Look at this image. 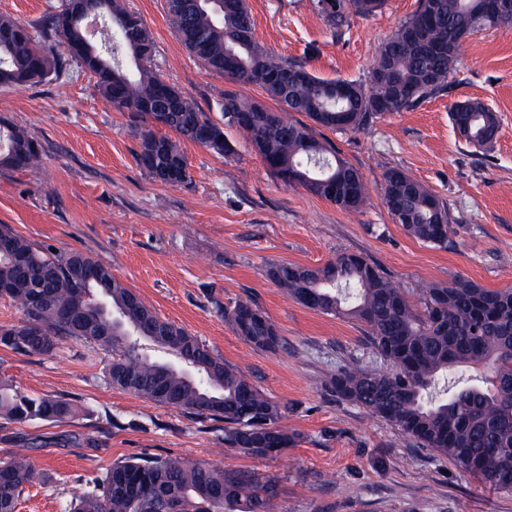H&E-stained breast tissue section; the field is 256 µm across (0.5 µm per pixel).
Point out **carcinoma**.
I'll return each mask as SVG.
<instances>
[{
	"mask_svg": "<svg viewBox=\"0 0 512 512\" xmlns=\"http://www.w3.org/2000/svg\"><path fill=\"white\" fill-rule=\"evenodd\" d=\"M384 0H317L331 29L367 17ZM169 21L189 53L208 70L260 86L278 104L224 94V120H213L152 65L153 38L142 18L119 0H93L107 22L110 51H100L85 19L66 5L37 27L0 15V87L39 85L80 63L96 78L99 94L140 118V168L155 183L191 182L181 143L217 155L236 149L224 127L236 128L266 167L286 186L301 185L347 211L361 209L369 189L361 173L311 126L358 131L394 112L412 109L448 87L461 36L496 28L488 0H418L381 45L363 82L322 79L304 65L277 58L254 36L246 0H167ZM453 125L466 143L491 147L500 120L478 100L454 106ZM166 128L174 133L160 132ZM42 145L27 131L0 126V168L35 172ZM393 221L416 240L448 248V205L423 183L391 169L380 184ZM82 267L97 271L80 282ZM266 276L292 299L319 313L365 324L384 371L341 367L325 384L422 448L447 458L463 475L512 494V289L483 288L459 279L418 289L419 305L363 256L341 252L321 267L271 263ZM22 283L8 299L24 314L20 325L0 326V345L26 356L44 355L75 339L111 353L105 378L117 390L189 414L224 420V444L256 458L294 444L282 425L284 411L243 373L224 363L182 327L166 321L131 288L82 251L54 254L0 226V284ZM224 318L254 346L274 350L280 337L260 306L236 301ZM486 368L483 384L452 385L433 397L439 376L457 367ZM74 412L58 396L30 397L0 375V419L58 421ZM43 478L24 453L0 458V512H17L27 486ZM275 477L228 470L172 456L118 459L74 497L71 512H279Z\"/></svg>",
	"mask_w": 512,
	"mask_h": 512,
	"instance_id": "1",
	"label": "carcinoma"
}]
</instances>
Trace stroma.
<instances>
[{
    "label": "stroma",
    "mask_w": 512,
    "mask_h": 512,
    "mask_svg": "<svg viewBox=\"0 0 512 512\" xmlns=\"http://www.w3.org/2000/svg\"><path fill=\"white\" fill-rule=\"evenodd\" d=\"M155 43L154 65L212 119L225 92L265 101L255 84L208 72L172 31L166 0H124ZM418 0H385L376 14L333 31L312 0H247L254 35L272 55L305 62L324 79L363 81L380 44ZM76 62L60 78L0 87V124L41 142L38 174L0 169V225L55 253L90 254L167 321L183 327L285 408L296 441L254 458L224 444V424L109 386V352L69 340L26 356L0 347V373L26 395H57L76 413L62 421L0 420V457L27 449L43 481L18 512H68L87 480L124 457L169 455L277 477L281 512H512V495L459 473L387 422L337 399L324 379L352 361L384 362L350 317L311 310L273 284L268 264L318 267L353 252L397 286L457 279L512 288V26L478 30L464 42L444 92L367 129L316 128L367 181L370 198L348 212L302 186L282 184L242 134L228 130L236 156L190 142L191 182H152L136 162L138 123L113 108ZM477 99L497 112L492 148L469 146L454 128L456 103ZM401 170L447 203L448 249L423 244L393 223L378 187ZM255 301L281 339L276 351L237 334L224 306ZM77 440L60 444L61 436Z\"/></svg>",
    "instance_id": "stroma-1"
}]
</instances>
